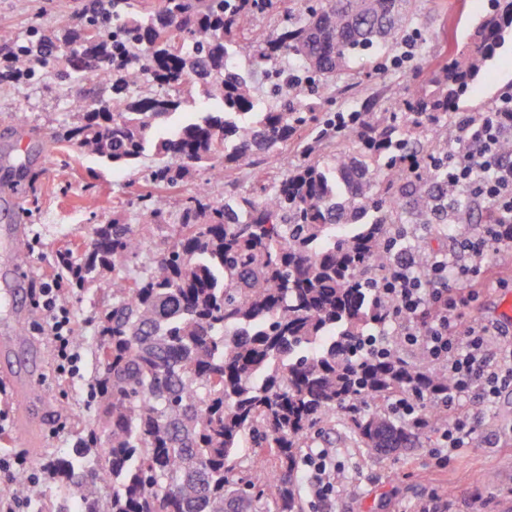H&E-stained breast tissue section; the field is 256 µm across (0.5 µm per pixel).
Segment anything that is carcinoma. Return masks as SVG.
<instances>
[{"mask_svg": "<svg viewBox=\"0 0 512 512\" xmlns=\"http://www.w3.org/2000/svg\"><path fill=\"white\" fill-rule=\"evenodd\" d=\"M415 0H315L308 17L271 32L254 21L276 0H158L134 10L131 0H91L80 31L68 33L61 78L95 81L71 103L76 122L62 141L114 169L152 149L166 158L151 175L175 187L197 168L212 177L308 137L300 161L272 187L256 185L221 205L198 192L170 225L160 200L143 209L160 240L159 255L137 276L131 263L145 242L114 218L95 224L89 246L56 253L69 285L83 291L112 272L96 313L94 425L67 456L47 469L60 490L27 489L39 512H303L299 461L313 429L345 409L350 428L372 455L417 445L422 431L448 422L433 403L407 420L361 404L448 392V374L421 355L400 358L369 333L390 319L375 284L394 253L391 206L409 205L418 224L453 206L469 214L468 196L448 202V170L410 175L407 155H448V139L421 144L429 125L448 128L458 105L498 45L512 32V0H496L478 38L431 70L403 103L404 115L358 113L336 132L318 104L295 86L261 100L251 72L275 86L280 63L296 61L309 80L327 82L357 61L390 49L415 16ZM118 24L105 30L101 20ZM34 69L40 43L0 50ZM248 59L245 71L231 54ZM112 64L95 80L98 62ZM167 89L136 95L146 80ZM214 100L215 112L186 119L157 137V126L184 110L191 89ZM336 150L322 162L325 139Z\"/></svg>", "mask_w": 512, "mask_h": 512, "instance_id": "cac0c4a2", "label": "carcinoma"}]
</instances>
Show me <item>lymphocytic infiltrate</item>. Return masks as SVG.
Here are the masks:
<instances>
[{
    "label": "lymphocytic infiltrate",
    "mask_w": 512,
    "mask_h": 512,
    "mask_svg": "<svg viewBox=\"0 0 512 512\" xmlns=\"http://www.w3.org/2000/svg\"><path fill=\"white\" fill-rule=\"evenodd\" d=\"M459 132L462 145L447 162L411 156L406 166L415 174L426 164L447 165L449 195L463 192L485 202L488 224L461 234L459 244L468 261L453 269L447 257L435 253L418 263L413 246L400 245L379 286L393 302L392 323L403 342L418 346L431 364L447 370L449 401L466 399L477 391L489 402L512 382V367L492 359L487 350L489 338L500 330L492 324L464 321L458 301L449 294L448 278L477 279L489 256H512V159L499 149L502 139L512 137V101H502L480 118L465 117ZM61 292L60 277L43 280L35 290V305L47 327L55 372L72 380L80 374L81 353L74 318ZM305 467L309 496L315 502H327L338 483L329 453L322 449L310 453Z\"/></svg>",
    "instance_id": "obj_1"
}]
</instances>
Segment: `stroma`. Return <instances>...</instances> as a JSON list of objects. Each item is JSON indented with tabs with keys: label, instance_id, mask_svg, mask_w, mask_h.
I'll use <instances>...</instances> for the list:
<instances>
[{
	"label": "stroma",
	"instance_id": "stroma-1",
	"mask_svg": "<svg viewBox=\"0 0 512 512\" xmlns=\"http://www.w3.org/2000/svg\"><path fill=\"white\" fill-rule=\"evenodd\" d=\"M85 4L86 0H69L68 10L62 13L56 0H0V29H9L19 44L27 43L35 29L43 35L75 31L84 22ZM489 11L488 0H417L411 28L417 44L402 65H392V54L386 51L364 59L352 74L319 89L300 85V95L319 101L327 118L360 111L366 104L397 109L408 88L424 80L453 46L463 47L473 40L479 20ZM63 58L59 48L31 75L13 81L0 79V158L11 157L23 166L20 207L28 262L37 280L55 271L60 246L89 242L93 225L116 217L146 232L141 198L152 191L149 174L160 162L159 156L150 153L133 166L115 171L83 156L76 146L55 142V134L75 120L70 100L90 87L86 81L61 80ZM502 92H512V35L489 61L485 80L471 89L459 107L471 108ZM296 159L297 148L291 144L275 153L256 155L219 180L198 172L181 187L162 192L166 218L177 223L198 185H205L210 201L220 204L230 192L252 188L261 175L278 178ZM90 198L96 201L91 210L85 207ZM402 227L410 244L466 262V254L445 225L415 224L407 218ZM460 288L475 296L465 310L467 317L497 321L501 304L512 302V259L490 257L481 280L461 283ZM99 301L100 292L94 288L64 296L75 316L76 333L84 339L82 377L73 384L58 382L47 340L33 335L41 353L45 398L41 440L38 446H27L14 426H7L0 433V454L25 457L41 469L50 459L66 455L83 429L93 423L94 409L85 382L95 372L94 317ZM456 411L476 419L477 429L441 468L429 455L440 445L438 430L423 432L416 447L371 456L350 435L344 410H337L313 432L310 446L331 451L340 482L329 504L307 502L304 512H472L477 501L482 502L484 512H512V385L501 388L490 403L471 394ZM488 471L495 476L489 484L480 480Z\"/></svg>",
	"mask_w": 512,
	"mask_h": 512
}]
</instances>
